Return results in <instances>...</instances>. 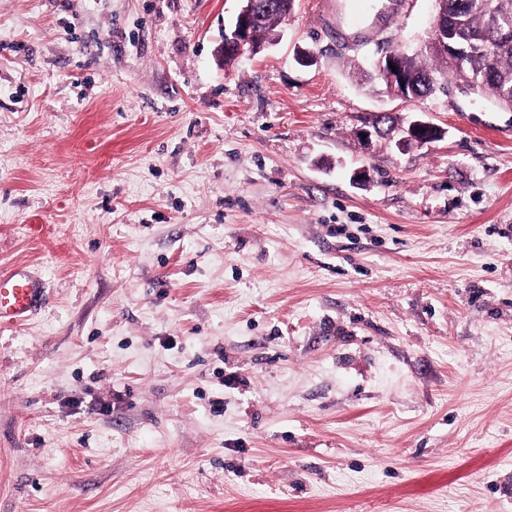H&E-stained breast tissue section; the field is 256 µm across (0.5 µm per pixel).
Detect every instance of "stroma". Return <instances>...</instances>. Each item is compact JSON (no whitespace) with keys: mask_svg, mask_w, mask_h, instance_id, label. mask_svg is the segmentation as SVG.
I'll return each instance as SVG.
<instances>
[{"mask_svg":"<svg viewBox=\"0 0 512 512\" xmlns=\"http://www.w3.org/2000/svg\"><path fill=\"white\" fill-rule=\"evenodd\" d=\"M370 2L0 0V512H512V108L391 96L434 0ZM276 0H239L240 8L227 29L224 28V41L222 52H234L235 58L243 56L247 53L252 54L258 52L262 47V42L252 40L251 28L256 21L258 15L262 11H271L278 7ZM281 18H269L265 13L255 23V36L258 40L273 34ZM387 117L393 120L391 113L373 115L370 118L371 120L365 122L369 129H361L363 135H366L368 139L371 138L373 134L378 136L385 135L388 132V135H391L392 139L396 138V146L398 148H404L412 143L425 144L431 142L434 138L442 134L439 127L424 119H415L410 121L406 126H403L402 124H395L394 120L389 122ZM385 124H388L386 128L384 127ZM45 283L27 266L0 273V326L18 325L44 303Z\"/></svg>","mask_w":512,"mask_h":512,"instance_id":"1","label":"stroma"}]
</instances>
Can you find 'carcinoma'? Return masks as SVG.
I'll list each match as a JSON object with an SVG mask.
<instances>
[{"mask_svg": "<svg viewBox=\"0 0 512 512\" xmlns=\"http://www.w3.org/2000/svg\"><path fill=\"white\" fill-rule=\"evenodd\" d=\"M458 21L448 31L452 39L464 37L475 44L473 51L457 60L449 62L439 54L431 55L433 63L418 62L410 56L404 57V66L416 77V94L424 96L439 90L433 83H424V75L430 74L439 79L450 75L454 78L480 80L486 70L495 76L494 89L503 94L512 93V40H501L488 24L487 14L482 0H469L467 7L457 14ZM280 19L262 15L255 23L257 39L273 34Z\"/></svg>", "mask_w": 512, "mask_h": 512, "instance_id": "carcinoma-1", "label": "carcinoma"}]
</instances>
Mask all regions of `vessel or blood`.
<instances>
[{
    "mask_svg": "<svg viewBox=\"0 0 512 512\" xmlns=\"http://www.w3.org/2000/svg\"><path fill=\"white\" fill-rule=\"evenodd\" d=\"M46 299L45 284L27 266L0 273V326L18 325L33 315Z\"/></svg>",
    "mask_w": 512,
    "mask_h": 512,
    "instance_id": "vessel-or-blood-1",
    "label": "vessel or blood"
}]
</instances>
